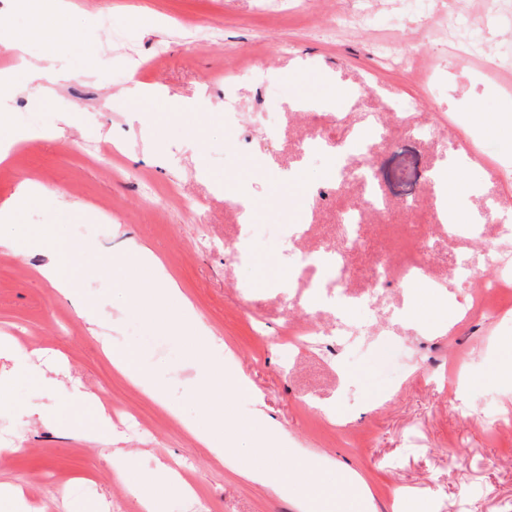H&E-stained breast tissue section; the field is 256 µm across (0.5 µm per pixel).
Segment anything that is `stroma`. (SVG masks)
<instances>
[{
	"label": "stroma",
	"mask_w": 512,
	"mask_h": 512,
	"mask_svg": "<svg viewBox=\"0 0 512 512\" xmlns=\"http://www.w3.org/2000/svg\"><path fill=\"white\" fill-rule=\"evenodd\" d=\"M65 35L55 47L26 44L18 68L11 42L38 21L35 0H0V70L18 92L0 94V139L25 129L48 139L20 143L0 161V209L15 210L24 181L39 188L25 215L35 229L94 243L77 262L72 299L40 276L50 244L0 250V339L18 345L19 371L0 401V439L16 453L0 455V485L20 487L35 512H140L104 443L92 441L95 412L120 403L147 428L116 423L126 452L143 469L164 462L190 483L194 497L157 487L160 512H289L270 491L225 470L183 428L208 427V409L186 385L194 364L177 328L128 316L145 342H126L133 362L166 386L168 405L144 396L116 372L81 315L83 304L104 316L124 311L119 283L133 261L105 263L127 240L149 247L264 393L267 414L290 447L334 459L370 485L379 512H396L392 488H406L426 512H507L512 506V392L495 369L512 360V302L488 310L452 273L495 247L512 253V228L490 220L512 200V180L490 164L512 155V132H484L473 104L511 112L512 89L484 75L512 59V0H67ZM206 30L190 38L188 23ZM253 64L264 83L227 75ZM362 87L334 97L335 86ZM277 113L281 137L270 145L257 125ZM445 119L451 132L418 136L405 119ZM378 130L370 153L349 155L346 168L372 162L386 201L371 212L366 245L350 259L343 285L361 304L363 348L300 347L282 358L277 334L287 323L341 326L327 308L309 309L307 275L281 287L276 262L288 243L267 224H297L295 249L336 243L337 210L361 204L345 181L326 203H307L325 185L326 164H306L299 150L312 134L330 140L363 123ZM475 148L482 165L468 172L460 213L484 217L476 229L443 223L430 178L448 155ZM301 179L280 188L276 172ZM252 197L241 224L234 195ZM177 194L194 197L184 211ZM428 248L426 278L464 309L444 329L401 320L402 283L377 286L379 260L399 266L407 239ZM245 241L249 259L224 262V243Z\"/></svg>",
	"instance_id": "1"
}]
</instances>
